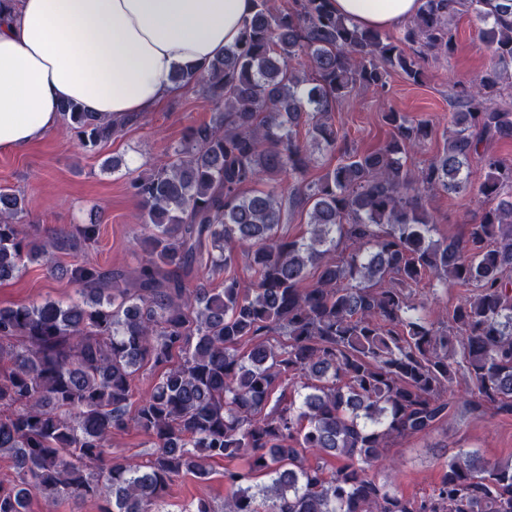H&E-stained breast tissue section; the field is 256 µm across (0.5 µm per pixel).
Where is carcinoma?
I'll use <instances>...</instances> for the list:
<instances>
[{
    "label": "carcinoma",
    "mask_w": 512,
    "mask_h": 512,
    "mask_svg": "<svg viewBox=\"0 0 512 512\" xmlns=\"http://www.w3.org/2000/svg\"><path fill=\"white\" fill-rule=\"evenodd\" d=\"M463 12L492 66L455 86L442 151L409 165L430 124L392 111L385 146H342L337 104L357 88L384 95L392 72L419 82L423 61L453 53ZM509 80L512 0H420L399 41L337 15L332 0L281 11L253 0L238 42L206 74L176 76L201 83L218 112L130 183L145 262L128 275L81 263L71 276L82 299L0 307V456L16 472L0 485V512H26L34 494L163 512L170 483L207 477L214 458L246 467L224 471L233 491L221 509L200 499L191 512H512V463L466 450L420 498L376 479L397 466L387 448L429 435L456 404L512 413V161L489 151L512 139V106L496 101ZM62 112L91 149L139 121ZM316 149L342 156L291 193L308 206V231L290 239L279 233L281 176H303ZM473 162L486 169L475 188ZM469 191L491 203L479 223L433 238L423 196ZM22 212L20 195L0 189V280L45 254L17 224ZM239 255L252 287L230 276L190 286ZM424 281L467 294L434 311L416 296ZM146 364L162 374L134 402ZM127 430L150 438V459L103 466L112 434ZM329 456L339 459L330 473Z\"/></svg>",
    "instance_id": "carcinoma-1"
}]
</instances>
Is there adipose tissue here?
I'll return each instance as SVG.
<instances>
[{
  "label": "adipose tissue",
  "instance_id": "adipose-tissue-1",
  "mask_svg": "<svg viewBox=\"0 0 512 512\" xmlns=\"http://www.w3.org/2000/svg\"><path fill=\"white\" fill-rule=\"evenodd\" d=\"M349 22L384 30L419 0H334ZM251 0H7L0 7V150L54 130L68 102L115 119L157 111L175 74L207 71L235 44Z\"/></svg>",
  "mask_w": 512,
  "mask_h": 512
}]
</instances>
